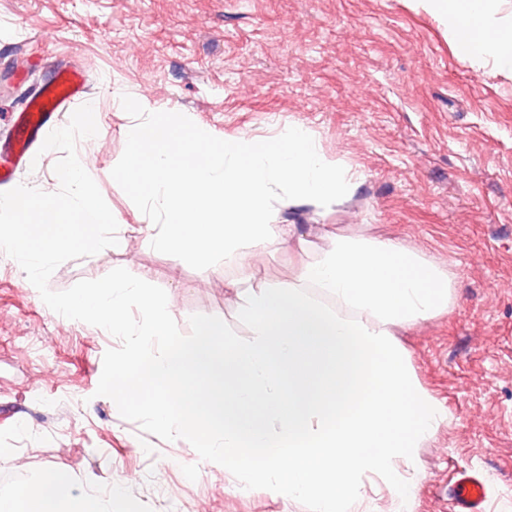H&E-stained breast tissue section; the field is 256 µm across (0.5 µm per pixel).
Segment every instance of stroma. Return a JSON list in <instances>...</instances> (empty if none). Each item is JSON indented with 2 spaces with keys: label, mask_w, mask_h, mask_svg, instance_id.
Segmentation results:
<instances>
[{
  "label": "stroma",
  "mask_w": 512,
  "mask_h": 512,
  "mask_svg": "<svg viewBox=\"0 0 512 512\" xmlns=\"http://www.w3.org/2000/svg\"><path fill=\"white\" fill-rule=\"evenodd\" d=\"M81 65L98 133L77 143L125 245L69 260L62 291L122 267L163 288L182 333L194 314L249 329L226 283L288 282L291 254L196 270L150 246L155 225L112 179L136 120L188 116L224 139L300 126L355 173L336 205L276 203L313 246L341 233L391 237L449 271L453 310L399 331L419 384L449 418L415 450L411 512H448L454 470L484 475L486 512H512V72L459 55L422 0H0V129L48 80L53 57ZM105 330L48 308L0 252V496L57 466L75 489L114 493L112 512H307L165 441L97 395Z\"/></svg>",
  "instance_id": "35a3bbf8"
}]
</instances>
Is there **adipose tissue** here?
Returning a JSON list of instances; mask_svg holds the SVG:
<instances>
[{
  "label": "adipose tissue",
  "instance_id": "adipose-tissue-1",
  "mask_svg": "<svg viewBox=\"0 0 512 512\" xmlns=\"http://www.w3.org/2000/svg\"><path fill=\"white\" fill-rule=\"evenodd\" d=\"M427 5L448 22L456 51L481 60L492 59L512 71V26L494 22V0H427ZM59 472L43 471L37 480L16 487L5 499L11 512L32 508L33 512H106L107 499L95 489L76 495L58 492Z\"/></svg>",
  "mask_w": 512,
  "mask_h": 512
}]
</instances>
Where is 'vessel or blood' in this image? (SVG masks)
<instances>
[{
	"instance_id": "obj_1",
	"label": "vessel or blood",
	"mask_w": 512,
	"mask_h": 512,
	"mask_svg": "<svg viewBox=\"0 0 512 512\" xmlns=\"http://www.w3.org/2000/svg\"><path fill=\"white\" fill-rule=\"evenodd\" d=\"M88 92L87 77L76 67L57 66L52 81L35 89L28 106L12 113L10 126L16 138L0 144L10 166H0V188L8 187L17 168L34 159L32 147L56 129L61 112L82 102ZM488 487L485 478L466 469L455 470L448 485L453 512H485Z\"/></svg>"
}]
</instances>
